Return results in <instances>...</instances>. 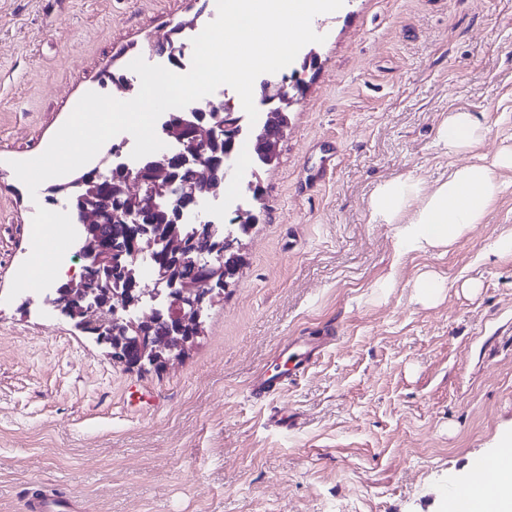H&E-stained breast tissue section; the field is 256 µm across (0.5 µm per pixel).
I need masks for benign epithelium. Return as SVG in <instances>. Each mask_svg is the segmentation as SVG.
Here are the masks:
<instances>
[{"label": "benign epithelium", "instance_id": "7a95c632", "mask_svg": "<svg viewBox=\"0 0 512 512\" xmlns=\"http://www.w3.org/2000/svg\"><path fill=\"white\" fill-rule=\"evenodd\" d=\"M173 34L175 37H169L160 44L163 51L155 50L153 54H160L170 59L183 57L187 46L176 38V35L179 34L178 30H173ZM287 100H289V93L286 79L275 80L269 77L261 82L260 107L265 108L276 101L284 103ZM212 111L218 114L224 113V118L217 117L215 122L210 125H196L193 121V113L182 115L180 126L187 130L194 129V140L190 142L185 141L184 134L176 130L172 124L161 125L160 139L166 144V147L158 152V156L154 157L157 164L194 165L203 177L204 189L199 196L186 185L173 181L165 186L163 194L156 197V200L166 205L193 215L192 233L200 242V247L192 258L196 277L192 280L182 281L178 292L170 291L163 279L155 280L151 288L140 283L138 289L127 294L120 290H114L112 298L117 301V304L110 309L107 308L103 291L99 288H86L84 284L89 281V271L103 264L107 258H112L114 265L122 264L126 257V248L114 241L112 242V254L109 255L101 247H89L90 240L85 237V234L88 228L87 222L91 220V217L82 212L80 213V218L84 221L80 230L83 241L82 255L87 263L84 266L81 279L78 282L71 281L53 288L48 299L58 316L78 330L84 329L86 323L95 318L106 324L125 323L126 327L135 332L133 336L120 337V341L131 345L132 356L125 360L130 368L144 367L150 362L163 360V354L166 352L173 356L175 350L188 348L194 341L192 336L157 337L150 335L148 326L152 319L159 312L164 311L170 318L182 323L190 321L201 323L202 313L212 303L210 296L215 293L213 280L220 273L224 274V279H231L240 270L238 265L219 269V265L223 264V258L211 249V242L216 237H222L227 244L234 245V242L237 241L235 225L216 223L213 211L202 203V200L210 196L215 186L236 177L237 170L230 162L225 163L222 169L204 164L198 156L195 146L200 141L220 136L236 138L247 131L256 140L258 158L269 164L272 162V155L268 152L267 143L262 139V133L271 126L284 128L286 116L282 108L275 107L267 112L265 120L247 126L243 123V116L233 115L231 107L220 101L212 105ZM121 153L122 149L120 148L106 151L97 164L98 172L105 176L114 169L121 171L126 175L125 184L135 183L138 185L139 191L152 193V186L146 183L139 168L130 167L120 160ZM83 186V181L72 179L58 190L61 198L53 199L52 204H61L69 210L72 209V201L82 191ZM165 245L166 242L158 239L151 241L132 253V263L155 265L158 263Z\"/></svg>", "mask_w": 512, "mask_h": 512}]
</instances>
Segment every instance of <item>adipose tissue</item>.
Instances as JSON below:
<instances>
[{
  "label": "adipose tissue",
  "mask_w": 512,
  "mask_h": 512,
  "mask_svg": "<svg viewBox=\"0 0 512 512\" xmlns=\"http://www.w3.org/2000/svg\"><path fill=\"white\" fill-rule=\"evenodd\" d=\"M481 139L482 127L469 112L450 114L438 130L439 145L451 155L473 151ZM501 170H512V150L490 166H449L447 178L429 190L410 177L385 180L370 198L369 220L396 225L400 253L448 247L484 221L504 189Z\"/></svg>",
  "instance_id": "ef3b65f1"
}]
</instances>
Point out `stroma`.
I'll list each match as a JSON object with an SVG mask.
<instances>
[{"label":"stroma","mask_w":512,"mask_h":512,"mask_svg":"<svg viewBox=\"0 0 512 512\" xmlns=\"http://www.w3.org/2000/svg\"><path fill=\"white\" fill-rule=\"evenodd\" d=\"M214 0H0V512L32 483L86 512H443V489L512 433L509 188L447 251L398 255L395 227L369 221L382 181L432 188L452 164L437 131L474 114L479 156L512 146V0H345L322 15L316 64L278 160L258 173L259 221L245 264L215 297L195 345L129 370L15 281L39 208L12 162L42 154L110 71L164 57L178 24L203 29ZM324 178H317L319 168ZM446 283L412 298L417 276ZM335 332L279 395L259 372L291 368L288 339ZM288 383V377L268 378L264 374L256 376L250 385L251 394L260 398L281 392Z\"/></svg>","instance_id":"1"}]
</instances>
